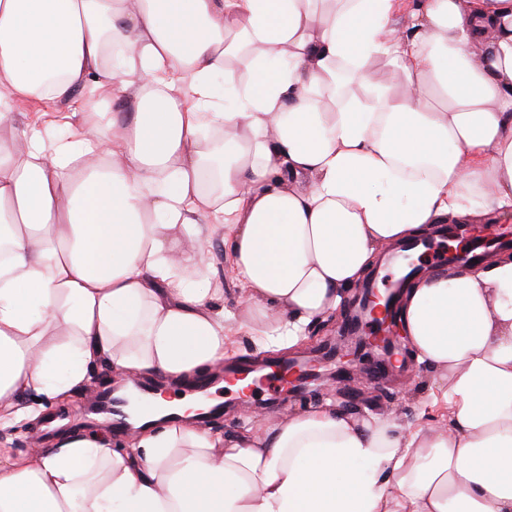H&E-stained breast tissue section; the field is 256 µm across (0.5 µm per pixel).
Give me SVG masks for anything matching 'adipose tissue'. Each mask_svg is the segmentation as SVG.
Returning <instances> with one entry per match:
<instances>
[{
	"label": "adipose tissue",
	"mask_w": 512,
	"mask_h": 512,
	"mask_svg": "<svg viewBox=\"0 0 512 512\" xmlns=\"http://www.w3.org/2000/svg\"><path fill=\"white\" fill-rule=\"evenodd\" d=\"M80 90L68 136L0 137L1 430L97 363L188 384L228 329L294 347L382 246L512 210V0H0V128ZM218 217L241 315L207 277ZM402 310L446 428L318 406L224 436L160 396L180 420L136 447L0 451V512H512V260Z\"/></svg>",
	"instance_id": "obj_1"
}]
</instances>
